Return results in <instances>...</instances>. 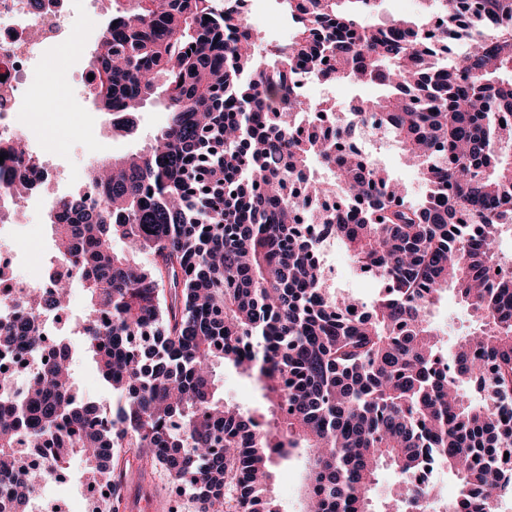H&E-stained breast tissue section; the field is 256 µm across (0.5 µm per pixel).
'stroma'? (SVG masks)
Returning <instances> with one entry per match:
<instances>
[{"instance_id":"obj_1","label":"stroma","mask_w":512,"mask_h":512,"mask_svg":"<svg viewBox=\"0 0 512 512\" xmlns=\"http://www.w3.org/2000/svg\"><path fill=\"white\" fill-rule=\"evenodd\" d=\"M428 17V0H375L361 20L368 26L383 27L399 19L420 24ZM248 19L260 28L269 43L286 42L291 31L281 0H260L258 8L249 13ZM37 108L44 114L43 123L48 131L51 154L70 168L87 169L95 159H115L140 151L168 121L164 100L158 95L142 108L136 134H115L99 112L89 89L78 84L58 87L52 96L40 99ZM369 149L374 159L405 186L408 199L415 200L424 194L425 188L416 169L406 165L396 143L376 139L370 142ZM32 221L28 229L20 224L14 225L11 238L15 249L25 254V266L49 265L55 246L46 210H34ZM329 260L328 276L336 292L367 305L379 299L383 283L374 275L356 272L345 248L335 247ZM25 266L15 267L16 279H23ZM432 320L450 343L475 325L470 309L451 291L445 292L433 307ZM72 373L80 395L104 408H112V391L101 380L91 354L76 350L72 358ZM217 374L224 382L226 402L251 411L264 409L266 401L251 379L241 376L230 366L218 369ZM119 465L125 468L127 476L121 495L114 502L116 512H152L153 503L161 500L170 501L176 512H197L198 505L190 493L178 488L163 469L140 457L137 449H124ZM83 469L82 460L72 458L64 480L45 486V505L60 508L61 512H90L92 500L82 489ZM303 476L302 462L294 460L275 466L274 495L280 512H302L304 502L300 486Z\"/></svg>"}]
</instances>
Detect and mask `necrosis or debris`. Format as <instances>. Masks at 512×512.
<instances>
[{
    "instance_id": "4bbe7bcc",
    "label": "necrosis or debris",
    "mask_w": 512,
    "mask_h": 512,
    "mask_svg": "<svg viewBox=\"0 0 512 512\" xmlns=\"http://www.w3.org/2000/svg\"><path fill=\"white\" fill-rule=\"evenodd\" d=\"M105 0H0V136L20 138L27 144L26 167L11 159L0 162V183L25 176L26 200L42 204L48 188L63 180L79 183L81 193L92 195L93 189L83 172L60 174L50 163L36 134L39 114L33 101L39 90L30 81L33 74L51 73L56 82H66V73L54 71L55 50L70 39L78 16L98 15ZM7 276L0 282V321L15 317L17 304L27 293L50 286L48 272L38 271L28 282H18L10 271L11 264L0 267Z\"/></svg>"
}]
</instances>
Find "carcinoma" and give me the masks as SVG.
Wrapping results in <instances>:
<instances>
[{"mask_svg":"<svg viewBox=\"0 0 512 512\" xmlns=\"http://www.w3.org/2000/svg\"><path fill=\"white\" fill-rule=\"evenodd\" d=\"M131 2L93 49L91 93L125 115L117 132H134V107L159 88L170 119L146 152L92 169V202L54 203L52 286L0 322V352L41 355L37 314L66 309L82 281L77 333L114 412L78 398L64 342L22 393L0 370V512H31L77 455L87 482L117 490L125 448L186 486L199 512H279L270 467L299 455L308 512H376L388 463L398 488L382 512L433 497L416 483L428 464L459 484L435 512H496L512 484V276H490L494 233L512 219V0H433L441 24L428 37L427 22L362 26L374 0H282L292 36L262 59L234 0ZM301 68L385 93L345 110L313 102L293 90ZM311 113L331 131L296 130ZM373 119L415 161L421 200L343 146ZM20 144L0 140V156L23 161ZM303 223L384 281L372 306L332 291ZM117 237L127 250L112 249ZM450 286L477 328L445 363L429 310ZM219 362L261 386L268 413L224 403ZM27 446L46 465H24Z\"/></svg>","mask_w":512,"mask_h":512,"instance_id":"carcinoma-1","label":"carcinoma"}]
</instances>
